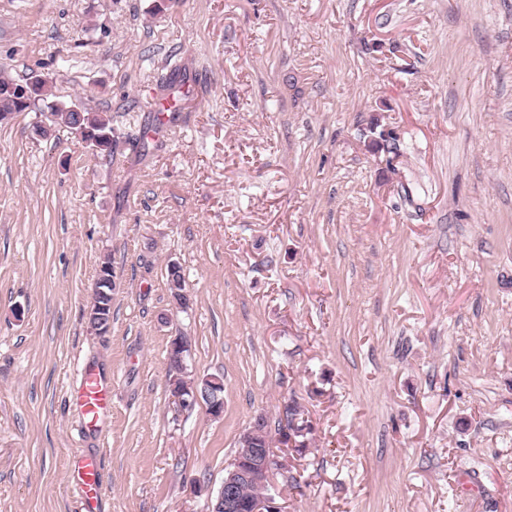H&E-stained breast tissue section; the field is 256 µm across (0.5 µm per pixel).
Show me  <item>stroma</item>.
Instances as JSON below:
<instances>
[{"label": "stroma", "instance_id": "stroma-1", "mask_svg": "<svg viewBox=\"0 0 512 512\" xmlns=\"http://www.w3.org/2000/svg\"><path fill=\"white\" fill-rule=\"evenodd\" d=\"M0 73L112 126L0 125V512H81L83 454L98 512H209L291 401L285 512H512V0H0ZM176 336L221 417L173 404ZM46 108L50 111L53 123L63 124L77 134L80 131L82 140L91 141L101 149L111 147L112 126L109 119L91 116L82 110L70 111V108H61L54 102H47ZM113 267L101 264L98 267L93 298L88 308V321L93 330L99 334H106L110 328L112 319V304L109 310L110 318L107 322V315L105 314V305L100 303L99 300L105 295L104 288H112L113 285H118L117 279L113 276ZM74 397L90 424L112 410V387L93 368L86 367L80 372ZM282 414L283 417H280L278 421L276 434L279 437L277 441L285 447H290L289 441L292 437L296 444L297 442L299 443V446H294L293 448H298L297 450L300 451V448L306 447L304 441L306 435L310 433V425L307 424V420H304L302 411L294 402L285 404ZM303 430H306L305 434L301 433ZM299 438H302V440ZM71 476L81 490L82 510L96 509L102 492V458L97 455H82L76 458L71 469Z\"/></svg>", "mask_w": 512, "mask_h": 512}]
</instances>
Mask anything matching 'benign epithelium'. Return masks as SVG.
Here are the masks:
<instances>
[{"mask_svg": "<svg viewBox=\"0 0 512 512\" xmlns=\"http://www.w3.org/2000/svg\"><path fill=\"white\" fill-rule=\"evenodd\" d=\"M117 284L112 268L100 265L97 270L93 298L88 308V321L93 330L103 335L108 332L105 305L100 299L105 289ZM172 357V373L169 383L172 398L182 411H191L202 401L200 389L207 388L208 383L218 384L216 378L194 379L188 372L187 360L190 357L188 341L180 336L173 338L169 346ZM262 435L259 424H254L246 433L245 447L239 449L235 461L224 474V483L216 495V501L210 503V512H243L251 507V512H281V504L272 493L271 477L278 470L288 469V458H281L267 448L257 447ZM245 484H252L262 489L263 495L252 500L248 505L242 499L240 489Z\"/></svg>", "mask_w": 512, "mask_h": 512, "instance_id": "7a95c632", "label": "benign epithelium"}]
</instances>
